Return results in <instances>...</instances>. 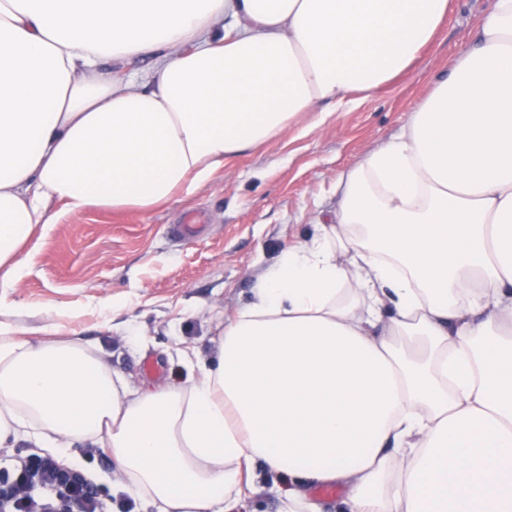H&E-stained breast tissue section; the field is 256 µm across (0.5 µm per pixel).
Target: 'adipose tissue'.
I'll return each instance as SVG.
<instances>
[{"mask_svg": "<svg viewBox=\"0 0 512 512\" xmlns=\"http://www.w3.org/2000/svg\"><path fill=\"white\" fill-rule=\"evenodd\" d=\"M449 0H0V447L110 449L156 512H512V0L336 207L254 280L197 374L141 395L50 319L16 335L35 228L190 197L239 154L363 101ZM155 57L153 87L126 62ZM111 69H102V60ZM256 473L262 475L256 483L257 491L253 494H248L240 511H278L280 501L288 491V478L277 477L274 474L266 472L261 463L256 464ZM309 494L320 504L323 512H336L345 488L336 484L321 485L311 488Z\"/></svg>", "mask_w": 512, "mask_h": 512, "instance_id": "adipose-tissue-1", "label": "adipose tissue"}]
</instances>
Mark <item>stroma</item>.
Masks as SVG:
<instances>
[{
    "mask_svg": "<svg viewBox=\"0 0 512 512\" xmlns=\"http://www.w3.org/2000/svg\"><path fill=\"white\" fill-rule=\"evenodd\" d=\"M489 4L454 0L441 35L410 71L369 100L327 106L311 132L296 126L246 151L191 198L146 216L89 210L35 235L10 295L22 308L19 335L69 313L68 333L102 346L113 372L136 387L186 381L188 358L212 355L225 318L249 303L255 274L313 234L336 204L338 172L400 134ZM193 217L201 230L174 237ZM147 361L158 373L144 370ZM53 454L93 482L103 512H142L108 449L77 445ZM256 486L242 512H277L287 479L266 472Z\"/></svg>",
    "mask_w": 512,
    "mask_h": 512,
    "instance_id": "1",
    "label": "stroma"
}]
</instances>
